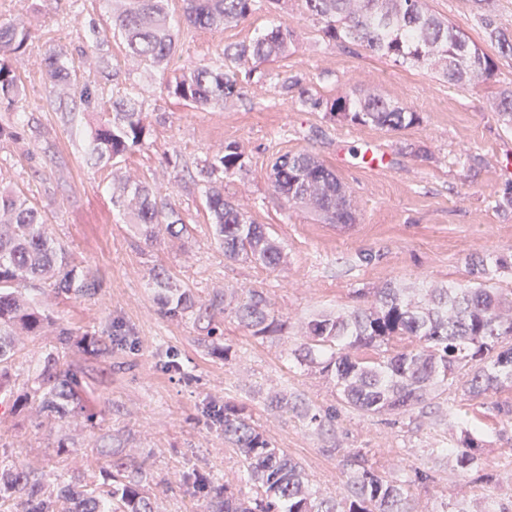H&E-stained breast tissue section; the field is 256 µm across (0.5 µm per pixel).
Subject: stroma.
Wrapping results in <instances>:
<instances>
[{"mask_svg":"<svg viewBox=\"0 0 512 512\" xmlns=\"http://www.w3.org/2000/svg\"><path fill=\"white\" fill-rule=\"evenodd\" d=\"M427 3L495 55L472 0ZM39 4L33 43L18 64L25 110L18 116L0 105V119L18 123L15 139L0 140V185L26 196L57 243L99 285L78 299L49 298L52 316L80 335L117 328L122 338L108 359L74 350L62 358L81 379L83 402L95 413L92 426H63L26 410L0 412V456L50 474L86 476L99 470L93 443L101 437L147 461L157 512H199L204 497L195 475L229 484L243 497L253 494L212 416L213 408L228 404L330 495L349 468L346 448L387 477L431 469L432 481L415 489L423 512H440L444 501L478 506V483L439 454L454 446L461 428L477 430L499 474L495 494L512 503V426L489 405L463 406L450 393L406 414L363 415L339 406L331 374L288 360L302 324L315 315L366 306L373 290L389 283H467L473 260L482 256L512 261V207L498 205L512 184V127L491 108L499 92L512 90V56L498 57L494 76L481 86L464 89L448 83L434 62L401 66L327 45L292 2L287 11L262 10L238 25L197 29L182 39L170 66L176 74L281 23L298 37L288 56L262 64L266 78L245 101L201 111L168 97L159 75L131 61L112 30V0ZM50 46L64 49L82 83L97 79L98 53L108 52L151 104L149 147L113 166L89 160L85 134L97 116L78 94L41 80ZM287 76L330 100L356 89L380 94L414 107L422 122L391 131L303 110L297 93L278 90ZM229 143L239 146L246 168L225 177L224 193L247 203L251 218L281 243L285 258L276 269L225 259L213 236L196 180L204 160ZM302 150L316 154L347 187L357 206L355 224L322 223L273 191L267 174L275 158ZM128 174L171 195L189 234L145 242L112 207V182ZM160 268L203 302L224 290L261 291L284 327L257 336L227 311L209 321L164 317L150 284L151 270ZM212 323L224 331L214 347L206 341ZM277 394L289 408L273 406ZM305 408H333L338 417L316 428L302 417Z\"/></svg>","mask_w":512,"mask_h":512,"instance_id":"35a3bbf8","label":"stroma"}]
</instances>
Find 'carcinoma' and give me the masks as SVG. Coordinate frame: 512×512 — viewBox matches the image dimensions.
Listing matches in <instances>:
<instances>
[{"label": "carcinoma", "instance_id": "obj_1", "mask_svg": "<svg viewBox=\"0 0 512 512\" xmlns=\"http://www.w3.org/2000/svg\"><path fill=\"white\" fill-rule=\"evenodd\" d=\"M287 5L288 0H182L179 16L169 0H112V28L126 42L129 57L154 71H165L181 39L197 28H222L239 23L261 10L265 3ZM308 18L320 25L327 42L351 53L364 51L399 64H419L436 58L448 82L465 88L491 77L497 64L457 25L432 12L426 0H299ZM490 42L502 55L512 54V36L496 20L493 0H474ZM27 21L0 22V103L12 106L22 100L16 62L30 46ZM296 35L287 25H277L250 42L230 44L217 63L206 64L168 78L167 95L198 110H209L245 99L248 88L262 82L258 65L288 55ZM254 61L256 65L244 67ZM116 96L108 117L89 128L87 154L107 166L150 145L149 104L135 87L121 79L120 68L102 59L99 71ZM44 79L56 86L75 87L89 107L99 105L98 82L77 81L74 65L54 49L44 55ZM303 108L341 113L354 125L400 131L420 124L416 110L380 95L354 90L330 101L303 89ZM494 110L512 124V90H504ZM246 167L235 144L224 146L199 169L205 209L224 257L244 259L274 269L283 259L280 243L255 223L239 203L224 198L222 174ZM274 192L293 205H304L329 224H352L356 208L346 187L317 156L302 151L276 158L269 175ZM112 205L138 226L147 241L157 239L165 225L172 237L189 232L171 197L158 195L146 182L120 181L112 187ZM509 263L498 259L489 266L484 257L472 262L476 281L442 288H396L373 292V301L336 317L320 315L305 325L303 342L289 353L299 366L334 372L338 403L362 414L382 410L402 413L451 391L462 401L484 399L492 411L512 423V400L501 398L512 390V296L490 288L484 280ZM157 304L167 317H208L226 301L218 293L209 304L177 287L172 276L155 271ZM47 288L57 297H83L92 284L82 269L57 245L43 216L20 194L0 188V398L15 405H35L63 425L95 413L80 405V378L61 367L59 350H82L97 357L112 353V344L96 336H77L56 321L35 289ZM236 318L263 334L278 327L271 302L264 293L249 290L233 307ZM52 332L56 346L44 353L22 389L11 383L15 339ZM224 437L239 454L247 481L255 495L237 497L225 484L200 478L206 493L203 512H419L412 488L432 479L428 471L411 468L387 478L359 465L352 455L340 495L326 496L315 488L299 462L271 446L234 408L224 406ZM104 463L98 478L58 477L46 495V475L40 469L0 459V502L15 512H155L150 492L152 474L146 461L126 455L120 448L102 444ZM438 453L451 457L456 471L474 475L489 491L498 475L489 471L478 439L470 432L454 448Z\"/></svg>", "mask_w": 512, "mask_h": 512}]
</instances>
